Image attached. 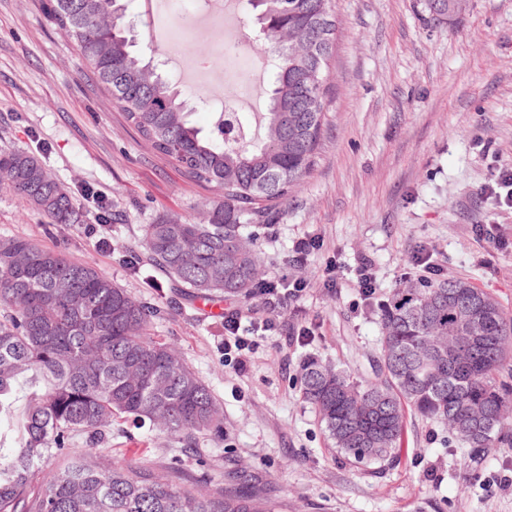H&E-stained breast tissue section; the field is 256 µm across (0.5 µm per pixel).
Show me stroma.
I'll return each mask as SVG.
<instances>
[{
    "label": "stroma",
    "instance_id": "1",
    "mask_svg": "<svg viewBox=\"0 0 512 512\" xmlns=\"http://www.w3.org/2000/svg\"><path fill=\"white\" fill-rule=\"evenodd\" d=\"M337 30L326 121L317 162L258 245L264 280L301 278L300 296L223 297V310L277 316L276 331L247 356L224 354V317L181 288L149 258L142 229L160 216L200 215L215 192L155 154L120 109L83 74L74 42L48 23L39 0H0V146L38 156L85 212L82 224L52 226L0 186V236L26 237L92 264L138 300L159 307L152 336L175 345L224 409L223 436L199 437L186 454L179 437L115 420L103 467L126 461L190 480L223 482L236 469L273 499L277 512H512V449L474 457L438 421L408 415L396 461L358 464L341 454L296 383L306 354L354 377L371 374L381 336L379 305L419 280L413 256L426 247L444 279H464L512 313V212L481 188L493 162L512 165V0H469L455 25L432 20L424 0H334ZM173 72L212 123L219 88ZM92 190L111 204L97 219ZM494 220L509 246L482 241L474 225ZM320 247L305 264L299 238ZM137 255L139 271L121 261ZM370 261L376 294L364 298L356 270ZM337 265L336 286L325 283ZM306 337H297L299 328Z\"/></svg>",
    "mask_w": 512,
    "mask_h": 512
}]
</instances>
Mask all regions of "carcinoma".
<instances>
[{
    "instance_id": "cac0c4a2",
    "label": "carcinoma",
    "mask_w": 512,
    "mask_h": 512,
    "mask_svg": "<svg viewBox=\"0 0 512 512\" xmlns=\"http://www.w3.org/2000/svg\"><path fill=\"white\" fill-rule=\"evenodd\" d=\"M461 0H425L434 20L456 21ZM259 53L277 73L261 140L224 139V113L206 135L189 120L176 85L135 50L124 0H40L46 20L74 41L92 77L159 155L220 193L199 220L164 215L143 226L152 258L200 297H250L264 289L256 232L272 223L316 164L336 41L333 0H247ZM7 186L50 224H80L71 192L33 153L0 147ZM383 336L371 376L357 380L315 356L298 384L335 447L354 461L398 455L406 411L448 424L474 456L512 448V315L463 280H421L379 306ZM160 309L88 263L24 237L0 238V417L22 401L18 446L0 461V512H272L243 483L207 494L145 466L91 463L116 417L190 442L224 434V411L177 349L150 336ZM477 321L470 362L430 350ZM482 416L479 431L471 430ZM86 433L89 449L74 437ZM63 463L44 469L50 459Z\"/></svg>"
}]
</instances>
